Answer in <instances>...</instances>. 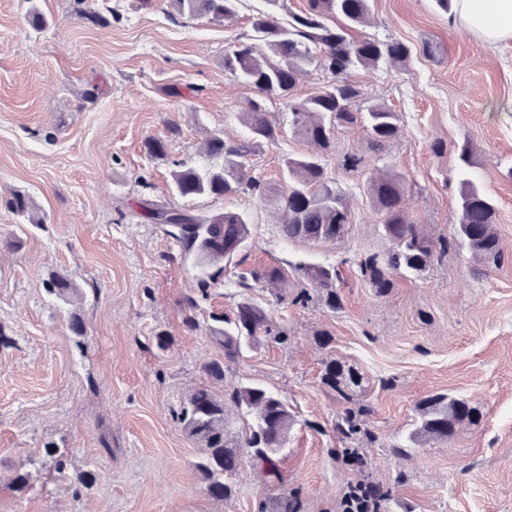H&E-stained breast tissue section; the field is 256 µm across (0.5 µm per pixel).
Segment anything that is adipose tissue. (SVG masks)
Masks as SVG:
<instances>
[{
  "instance_id": "ef3b65f1",
  "label": "adipose tissue",
  "mask_w": 512,
  "mask_h": 512,
  "mask_svg": "<svg viewBox=\"0 0 512 512\" xmlns=\"http://www.w3.org/2000/svg\"><path fill=\"white\" fill-rule=\"evenodd\" d=\"M451 17L484 45L512 40V0H453Z\"/></svg>"
}]
</instances>
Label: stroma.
I'll return each mask as SVG.
<instances>
[{
	"mask_svg": "<svg viewBox=\"0 0 512 512\" xmlns=\"http://www.w3.org/2000/svg\"><path fill=\"white\" fill-rule=\"evenodd\" d=\"M36 2L48 20L40 31L25 21L26 0H0V198L28 193L42 218L24 224L0 205V512H257L283 493L300 512H343L361 481L390 493V512H512V41L480 45L434 0H371L369 24L353 30L412 50L407 64L359 68L352 79L398 113L400 136L381 162L405 176L409 216L448 243L426 272L395 274L379 295L356 266L390 247L365 186L379 161L362 127H335L324 159L350 211L336 241H282L279 216L251 195L173 190L174 162H202L211 135H247L239 112L251 90L225 72L224 50L251 34L264 0H241L237 20L224 23L172 19L168 0ZM81 4L98 21L78 18ZM425 42L433 55L420 54ZM88 90L94 99H84ZM151 138L167 142L166 159L147 154ZM308 149L285 129L248 162L279 183L283 157ZM349 153L363 171L343 168ZM466 170L497 207L505 259L496 267L454 234ZM148 203L249 219L247 242L195 310L186 299L201 272L150 222ZM300 262L338 267L339 308L319 297L296 303L293 278L281 302L251 284L253 271ZM53 272L77 285L75 298L45 292ZM246 296L287 339L243 350L214 381L203 370L220 355L212 318ZM190 314L198 329L186 327ZM75 315L84 335L70 329ZM331 360L369 382L356 399L368 409L367 434L353 443L335 429L346 402L322 381ZM247 383L284 399L295 424L277 479L242 462L231 496L217 501L178 414L207 387L239 419L229 394ZM437 392L478 401L484 419L394 455L417 403ZM20 471L27 485L16 483Z\"/></svg>",
	"mask_w": 512,
	"mask_h": 512,
	"instance_id": "1",
	"label": "stroma"
}]
</instances>
